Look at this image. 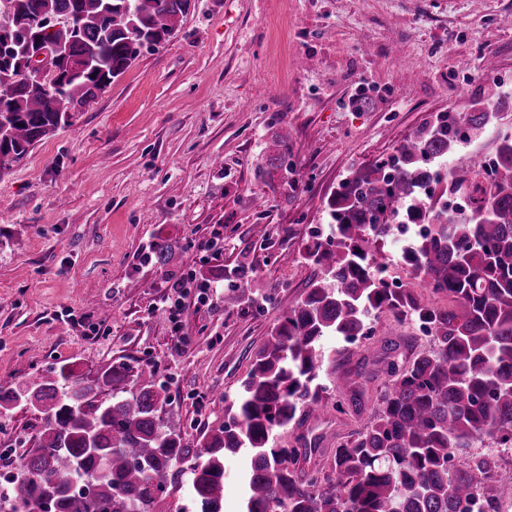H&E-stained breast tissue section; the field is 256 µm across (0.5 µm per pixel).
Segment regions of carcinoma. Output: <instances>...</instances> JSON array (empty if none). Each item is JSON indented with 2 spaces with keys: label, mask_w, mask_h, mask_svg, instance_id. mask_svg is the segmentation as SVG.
<instances>
[{
  "label": "carcinoma",
  "mask_w": 512,
  "mask_h": 512,
  "mask_svg": "<svg viewBox=\"0 0 512 512\" xmlns=\"http://www.w3.org/2000/svg\"><path fill=\"white\" fill-rule=\"evenodd\" d=\"M191 0H0V171L21 162L50 133L73 125L97 94L123 75L142 49L155 50L176 31ZM47 18L68 23L50 31ZM68 47L69 76L59 86L36 80L25 60L48 44ZM482 108L444 112L395 154L352 171L327 200L332 233L306 248L314 269L305 297L280 314L246 378L225 405L227 420L197 441L165 416L167 391L156 370L115 361L94 379L70 365L24 389L0 388V411L38 415L37 445L26 451L0 512H159L168 488L186 486L199 512H221L224 456L245 451L251 466L238 477L242 512H502L512 481L500 472L512 449V137L499 140L496 165L448 169L457 187L474 186L472 214L448 213L434 198L432 170L492 122ZM259 165L261 178L288 180V135ZM429 230L405 239L399 261L431 294L393 288L384 244L401 227ZM155 264L171 261L164 239ZM224 309L239 310L248 289H224ZM389 315L420 324L428 345L401 366L397 344L362 359L384 365L389 382L368 422L336 443L331 466L311 471L299 459L318 452V438L285 448L277 432L350 401L324 383V364L350 357V337L369 336ZM100 449L92 454L88 444Z\"/></svg>",
  "instance_id": "cac0c4a2"
}]
</instances>
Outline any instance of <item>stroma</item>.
Here are the masks:
<instances>
[{
	"instance_id": "obj_1",
	"label": "stroma",
	"mask_w": 512,
	"mask_h": 512,
	"mask_svg": "<svg viewBox=\"0 0 512 512\" xmlns=\"http://www.w3.org/2000/svg\"><path fill=\"white\" fill-rule=\"evenodd\" d=\"M366 41L374 57L362 54ZM489 55L512 75V0H195L167 44L0 172V385L31 384L64 363L85 376L143 361L191 437L217 428L280 311L305 297V247L328 232L326 201L352 170L443 112L497 108L458 162L512 136V87L486 75ZM263 86L273 95H259ZM360 94L368 104L357 110ZM283 127L296 182L288 199L278 178L255 177ZM217 224L216 257L206 243ZM159 237L174 252L163 268L150 260ZM241 262L263 302L228 311L190 301L171 324L169 282L213 280ZM387 340L399 342L401 363L424 345L417 328L385 319L355 361ZM365 420L331 411L281 436H318L310 463L321 466ZM39 430L29 411L0 414V487Z\"/></svg>"
}]
</instances>
